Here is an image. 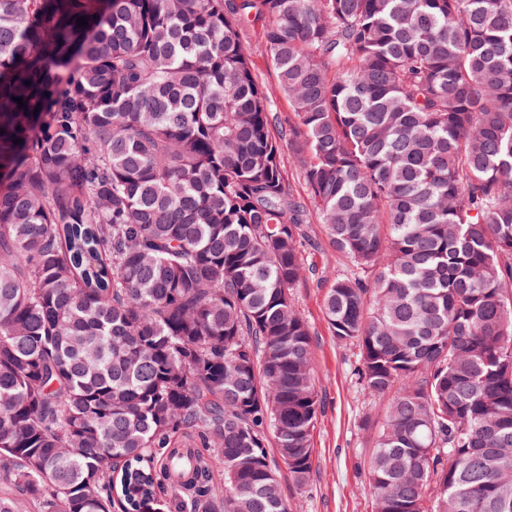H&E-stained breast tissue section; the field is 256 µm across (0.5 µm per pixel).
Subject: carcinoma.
I'll return each mask as SVG.
<instances>
[{"mask_svg":"<svg viewBox=\"0 0 512 512\" xmlns=\"http://www.w3.org/2000/svg\"><path fill=\"white\" fill-rule=\"evenodd\" d=\"M307 224L390 397L374 512H512V0H0V484L152 512L191 448L190 512H291L268 442L304 488ZM263 30L260 26L246 23L242 26L244 41L250 49L252 71L258 82L270 92L275 91L277 78L267 58ZM273 101L275 118L278 116V119L272 122L270 132L277 140L281 138L283 175L289 181L295 195L305 200L309 205L310 192L301 176L296 155L293 148L288 144V138L285 139L281 136V125L284 127V122L291 116L290 104L286 98L279 95H273ZM308 239L303 243V255L307 265L314 266L319 272L335 270L336 274L346 271L349 262L332 246L326 229L322 224H308Z\"/></svg>","mask_w":512,"mask_h":512,"instance_id":"1","label":"carcinoma"}]
</instances>
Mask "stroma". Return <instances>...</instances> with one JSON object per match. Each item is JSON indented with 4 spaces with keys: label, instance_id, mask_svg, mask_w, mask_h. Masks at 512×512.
Wrapping results in <instances>:
<instances>
[{
    "label": "stroma",
    "instance_id": "stroma-1",
    "mask_svg": "<svg viewBox=\"0 0 512 512\" xmlns=\"http://www.w3.org/2000/svg\"><path fill=\"white\" fill-rule=\"evenodd\" d=\"M307 235V265L320 272L346 271L349 262L332 246L324 225H309ZM326 288V282L312 277L294 290L296 306L313 334L315 387L322 405L313 433V471L299 490L285 464L277 470L293 512H372L367 463L389 399L370 396L359 384L356 345L336 339L325 321Z\"/></svg>",
    "mask_w": 512,
    "mask_h": 512
}]
</instances>
